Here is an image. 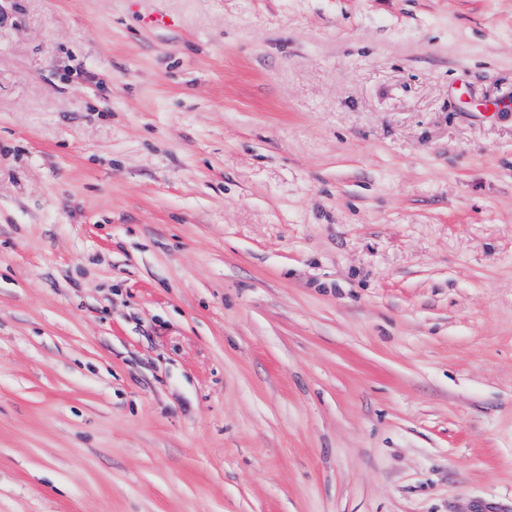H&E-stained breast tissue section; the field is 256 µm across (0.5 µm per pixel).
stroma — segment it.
Listing matches in <instances>:
<instances>
[{
	"label": "stroma",
	"instance_id": "stroma-1",
	"mask_svg": "<svg viewBox=\"0 0 512 512\" xmlns=\"http://www.w3.org/2000/svg\"><path fill=\"white\" fill-rule=\"evenodd\" d=\"M0 0V512H512V0ZM140 22L145 28H168L180 24L176 16L150 8L140 12Z\"/></svg>",
	"mask_w": 512,
	"mask_h": 512
}]
</instances>
